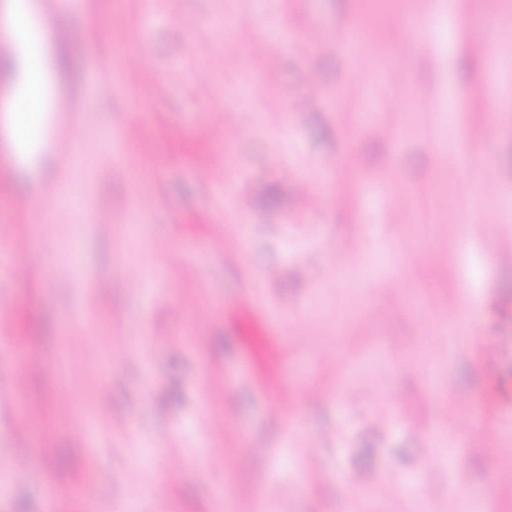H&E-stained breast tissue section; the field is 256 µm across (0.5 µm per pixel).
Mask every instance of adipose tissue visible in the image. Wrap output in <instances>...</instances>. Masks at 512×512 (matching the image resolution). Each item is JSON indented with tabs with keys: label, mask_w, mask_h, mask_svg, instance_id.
Here are the masks:
<instances>
[{
	"label": "adipose tissue",
	"mask_w": 512,
	"mask_h": 512,
	"mask_svg": "<svg viewBox=\"0 0 512 512\" xmlns=\"http://www.w3.org/2000/svg\"><path fill=\"white\" fill-rule=\"evenodd\" d=\"M6 41L14 45L15 61L22 72L26 95L15 97L10 114V132L18 149L33 153L43 134L51 110L47 69L42 60L39 34L30 32L31 0H9Z\"/></svg>",
	"instance_id": "obj_1"
}]
</instances>
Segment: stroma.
<instances>
[{
    "label": "stroma",
    "mask_w": 512,
    "mask_h": 512,
    "mask_svg": "<svg viewBox=\"0 0 512 512\" xmlns=\"http://www.w3.org/2000/svg\"><path fill=\"white\" fill-rule=\"evenodd\" d=\"M69 10L39 155L0 70V512H512V0Z\"/></svg>",
    "instance_id": "obj_1"
}]
</instances>
